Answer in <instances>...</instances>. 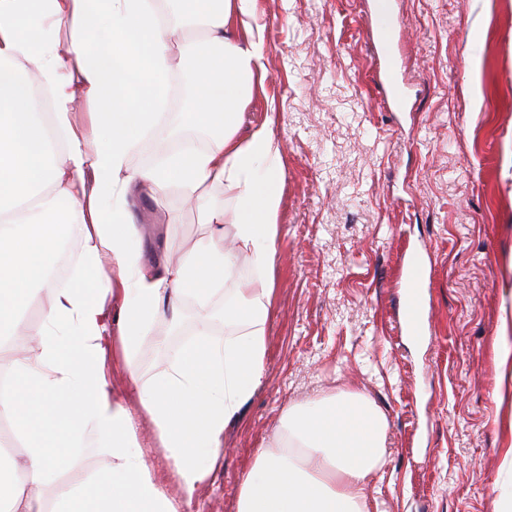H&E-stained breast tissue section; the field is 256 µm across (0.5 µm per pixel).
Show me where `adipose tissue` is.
I'll return each mask as SVG.
<instances>
[{
    "label": "adipose tissue",
    "instance_id": "ef3b65f1",
    "mask_svg": "<svg viewBox=\"0 0 512 512\" xmlns=\"http://www.w3.org/2000/svg\"><path fill=\"white\" fill-rule=\"evenodd\" d=\"M252 2L0 0V335L36 350L12 359L0 386V512H179L130 411L110 394L107 361L126 371L189 493L222 458L225 428L261 381L283 169L267 128L236 138L265 78L261 37L235 35ZM190 24L205 48L189 59L180 135L210 140L181 151L156 133L171 110L172 48ZM144 152L155 162L132 167ZM174 185L211 232L178 262L151 260L133 200ZM215 187L231 194L232 210L202 205ZM67 224L85 231L61 286L54 270ZM231 277L239 288L224 323L239 334L217 341L201 328L162 373L146 376L133 356L157 324L178 323L187 297L212 320ZM41 299L42 320L26 321L22 304ZM280 431L281 447L256 450L238 512H372L367 477L386 419L367 396L292 406ZM88 447L103 458L93 470L80 465Z\"/></svg>",
    "mask_w": 512,
    "mask_h": 512
}]
</instances>
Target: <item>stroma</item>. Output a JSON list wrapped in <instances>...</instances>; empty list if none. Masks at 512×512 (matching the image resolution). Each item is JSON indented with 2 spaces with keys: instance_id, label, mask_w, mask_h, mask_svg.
Instances as JSON below:
<instances>
[{
  "instance_id": "35a3bbf8",
  "label": "stroma",
  "mask_w": 512,
  "mask_h": 512,
  "mask_svg": "<svg viewBox=\"0 0 512 512\" xmlns=\"http://www.w3.org/2000/svg\"><path fill=\"white\" fill-rule=\"evenodd\" d=\"M375 0H254L263 87L239 136L268 127L281 146L280 237L264 374L224 431V459L185 499L121 366L108 382L133 412L157 482L182 512H236L260 448L281 445L289 406L342 391L387 420L368 478L377 512H507L512 507V0H391L403 31L412 109L394 112L371 37ZM155 254L179 255L209 225L181 187L139 195ZM419 255L431 279L429 336L403 326L400 274ZM176 328L134 356L146 375L201 324L193 301Z\"/></svg>"
}]
</instances>
